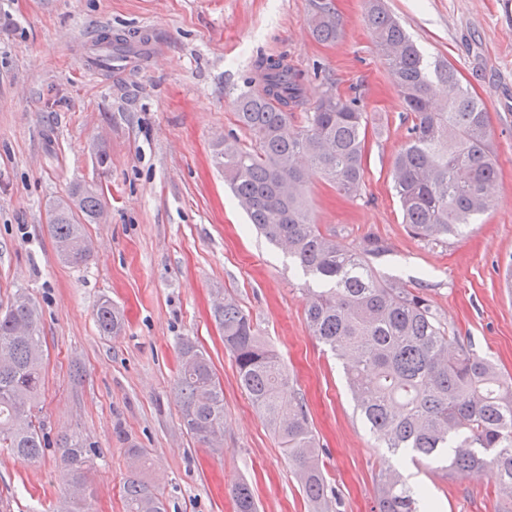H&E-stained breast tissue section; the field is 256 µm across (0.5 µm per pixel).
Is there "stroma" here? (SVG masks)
<instances>
[{
  "mask_svg": "<svg viewBox=\"0 0 512 512\" xmlns=\"http://www.w3.org/2000/svg\"><path fill=\"white\" fill-rule=\"evenodd\" d=\"M428 61L444 60L484 99L499 183L493 209L448 244L415 238L402 222L392 161L412 119L365 21V0H333L341 35L312 34L315 0H0V306L16 290L35 301L44 386L35 413L48 447L34 462L0 448V503L8 512H57L66 493L57 441L96 448L92 512H124L131 447L168 512H234L249 483L258 512H374L378 474L399 468L435 512H512L495 473L449 475L444 463L399 457L357 413L343 364L304 319L309 276L257 234L216 168L227 136L250 146L234 102L260 55L284 56L305 77L362 94L369 134L360 197L312 176L305 203L345 250L375 241L381 278L423 292L443 327L512 380V0H385ZM106 33L154 59L99 70ZM111 157L95 163L97 148ZM106 189V220L88 227V263L63 264L46 223L75 181ZM124 313L118 337L100 335L95 304ZM232 297L279 356L304 400L327 482L321 503L302 492L278 437L240 388L212 317ZM209 355L224 388L216 452L182 425L174 387L177 346Z\"/></svg>",
  "mask_w": 512,
  "mask_h": 512,
  "instance_id": "1",
  "label": "stroma"
}]
</instances>
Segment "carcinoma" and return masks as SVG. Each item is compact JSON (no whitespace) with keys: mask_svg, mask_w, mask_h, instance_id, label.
<instances>
[{"mask_svg":"<svg viewBox=\"0 0 512 512\" xmlns=\"http://www.w3.org/2000/svg\"><path fill=\"white\" fill-rule=\"evenodd\" d=\"M317 40L335 43L340 24L329 0L315 4ZM366 20L413 124L392 163L403 223L422 240L445 244L471 220L491 210L498 169L486 103L464 85L457 70L428 63L403 23L382 0H366ZM249 82L257 86L235 101L239 125L254 142L244 149L224 140L214 158L249 220L269 242L287 249L309 289V331L344 361L346 382L364 424L393 454L438 457L448 453L452 475L472 476L487 467L498 490L512 493V385L486 358L470 352L441 326L428 300L393 280H382L367 257L372 242L346 251L321 231L304 207L312 173L355 197L363 185L368 112L361 98L328 84L288 131L294 112L307 105L304 77L281 56H262ZM72 203L49 210V229L59 260L85 265L87 225L99 223L107 200L103 187L76 184ZM214 321L231 352L240 387L280 439L298 482L313 502L324 499L325 476L306 405L279 356L232 300L213 307ZM104 336L125 329L121 310L107 297L96 305ZM181 368L176 398L185 429L218 451L224 436V390L210 357L187 339L178 346ZM0 447L34 462L44 453L43 425L34 405L43 385L38 311L23 291L0 312ZM68 496L61 512H90L87 480L91 458L77 437L60 440ZM132 469L124 482L126 512H166L160 491L144 475L145 452L130 448ZM235 512H256L253 492L232 491ZM378 512L431 509L399 472L377 479Z\"/></svg>","mask_w":512,"mask_h":512,"instance_id":"1","label":"carcinoma"}]
</instances>
